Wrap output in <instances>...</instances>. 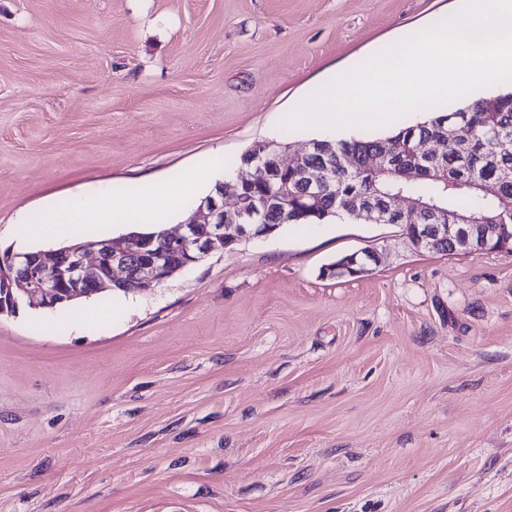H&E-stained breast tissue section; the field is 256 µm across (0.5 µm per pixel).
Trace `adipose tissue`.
Instances as JSON below:
<instances>
[{"mask_svg":"<svg viewBox=\"0 0 512 512\" xmlns=\"http://www.w3.org/2000/svg\"><path fill=\"white\" fill-rule=\"evenodd\" d=\"M234 177L233 169L224 164L223 152L213 153L207 163L193 169L177 181L152 182L143 187L139 196L123 198L102 192L82 203L50 208L36 226L37 235L55 239L71 234L76 226L111 222L117 215H135L156 210L166 212L179 208L183 200L193 196L198 186L212 174Z\"/></svg>","mask_w":512,"mask_h":512,"instance_id":"adipose-tissue-1","label":"adipose tissue"}]
</instances>
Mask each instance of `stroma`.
<instances>
[{
	"label": "stroma",
	"mask_w": 512,
	"mask_h": 512,
	"mask_svg": "<svg viewBox=\"0 0 512 512\" xmlns=\"http://www.w3.org/2000/svg\"><path fill=\"white\" fill-rule=\"evenodd\" d=\"M464 0H0V249L138 192ZM357 277L324 268L368 249ZM0 512H512V253L296 225L158 288L0 318Z\"/></svg>",
	"instance_id": "stroma-1"
}]
</instances>
